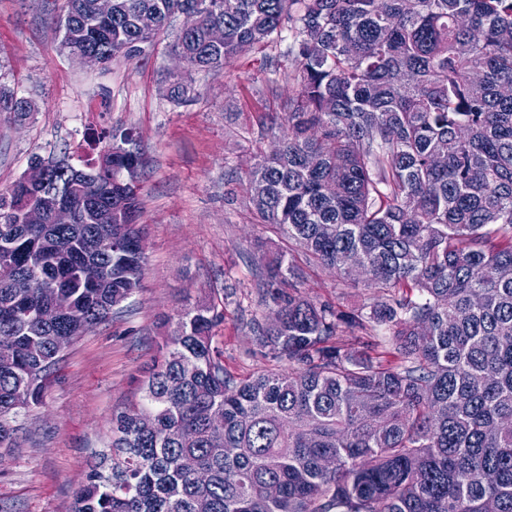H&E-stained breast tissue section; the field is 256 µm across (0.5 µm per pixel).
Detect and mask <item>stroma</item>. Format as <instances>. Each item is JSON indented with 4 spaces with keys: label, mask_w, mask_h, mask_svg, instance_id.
Returning <instances> with one entry per match:
<instances>
[{
    "label": "stroma",
    "mask_w": 512,
    "mask_h": 512,
    "mask_svg": "<svg viewBox=\"0 0 512 512\" xmlns=\"http://www.w3.org/2000/svg\"><path fill=\"white\" fill-rule=\"evenodd\" d=\"M60 40L43 0H0V84L37 106L21 125L0 116V188L23 174L31 155L75 163L102 151L91 132L133 130L147 266L122 313L79 337L44 403L19 416L18 446L0 463V512H71L75 490L110 451L113 412L139 397L163 333L160 316L175 315L186 298L235 283L214 343L233 376L269 367L247 327L265 314L255 244L268 235L247 205V172L277 139L260 127L281 109L265 90L264 60L277 58L284 76L294 59L276 47L241 55L222 70L197 73V100L177 105L161 92L172 36L106 69L71 60ZM301 288L349 307L364 299L321 270L306 271Z\"/></svg>",
    "instance_id": "obj_1"
}]
</instances>
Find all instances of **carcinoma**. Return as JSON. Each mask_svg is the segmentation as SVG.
Returning a JSON list of instances; mask_svg holds the SVG:
<instances>
[{
	"label": "carcinoma",
	"instance_id": "1",
	"mask_svg": "<svg viewBox=\"0 0 512 512\" xmlns=\"http://www.w3.org/2000/svg\"><path fill=\"white\" fill-rule=\"evenodd\" d=\"M44 10L63 51H96L106 68L196 11L198 27L172 43L186 66L163 91L177 104L196 97L191 72L285 31L296 63L278 149L248 171L252 213L288 240L258 288L278 320L249 323L271 367L224 370L213 339L233 287L187 303L139 401L112 414L110 473L93 471L71 512H512V0H112L108 20L96 0ZM213 25L220 47L206 41ZM34 109L0 86V112L21 122ZM109 137L122 145L81 167L46 160L44 192L0 189V240L17 245L0 256V449L44 401L54 340L112 319L141 286L146 257L130 245L143 233L142 158L131 130L91 135ZM81 173L97 197L76 190ZM59 200L74 223H24L26 208ZM297 255L371 302L307 296ZM87 262L104 271L94 288L75 276ZM57 292L78 318L36 319Z\"/></svg>",
	"mask_w": 512,
	"mask_h": 512
}]
</instances>
